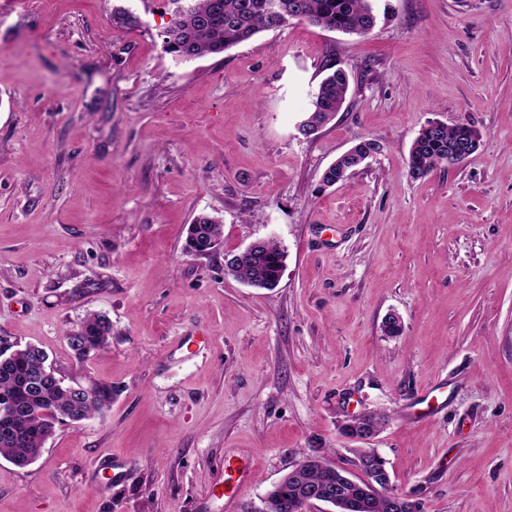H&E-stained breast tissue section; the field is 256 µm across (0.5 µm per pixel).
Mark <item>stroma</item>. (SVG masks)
<instances>
[{
    "instance_id": "stroma-1",
    "label": "stroma",
    "mask_w": 512,
    "mask_h": 512,
    "mask_svg": "<svg viewBox=\"0 0 512 512\" xmlns=\"http://www.w3.org/2000/svg\"><path fill=\"white\" fill-rule=\"evenodd\" d=\"M373 7L363 37L295 21L183 60L176 0H0V337L116 390L28 467L0 458V512H228L234 455L251 512L306 455L361 478L338 424L365 410L424 512H512V0ZM330 60L352 90L300 139ZM437 120L480 145L413 179ZM362 139L380 153L323 186ZM201 213L222 246L191 256ZM259 238L287 254L270 290L224 270ZM91 313L112 336L80 364Z\"/></svg>"
}]
</instances>
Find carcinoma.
<instances>
[{"mask_svg": "<svg viewBox=\"0 0 512 512\" xmlns=\"http://www.w3.org/2000/svg\"><path fill=\"white\" fill-rule=\"evenodd\" d=\"M293 20L343 34H369L376 25L372 0H185L173 23L166 28L163 40L169 52L181 59L220 54L251 39L262 31L278 30ZM325 75L319 82L310 108L300 128L316 133L339 112L350 89L349 74L336 63L323 65ZM479 132L459 122L449 126L432 121L423 127L409 153V174L423 178L439 167L455 168L478 147ZM372 139L355 144L323 173L322 182L333 186L346 180L362 160L379 152ZM222 236L221 221L207 214L197 215L189 225L185 248L198 252L212 248ZM286 253L273 240H261L236 267L235 273L253 288L272 289L283 272ZM80 344L71 345L75 358L85 359L104 351L112 336V324L100 314L83 319ZM48 364L42 349L27 345L13 348L0 338V406L35 405L62 409L72 422L91 418L112 404V384L85 380L90 394L74 398L60 377L45 374ZM19 442L6 437L9 426L0 422V457L25 468L40 455L46 440L53 434L51 426L35 412L25 415L18 424ZM355 457L364 478L355 481L347 472L320 458L302 468L300 475L284 478L264 495L265 512H296L301 499L312 491L335 489L339 512H395L393 498L376 490L378 478L386 471V461L376 450L355 449Z\"/></svg>", "mask_w": 512, "mask_h": 512, "instance_id": "obj_1", "label": "carcinoma"}]
</instances>
